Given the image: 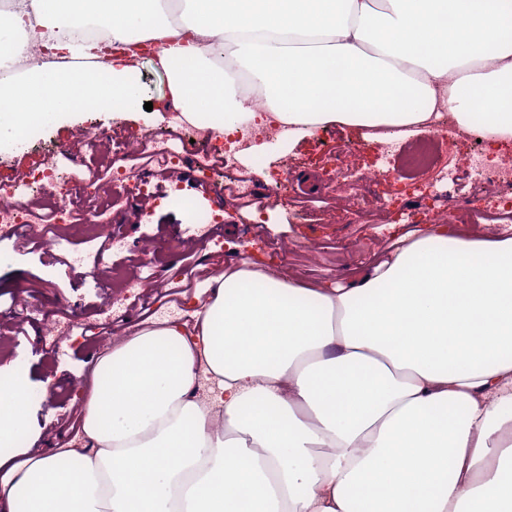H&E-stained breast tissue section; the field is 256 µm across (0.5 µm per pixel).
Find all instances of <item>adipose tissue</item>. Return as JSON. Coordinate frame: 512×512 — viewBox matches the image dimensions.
<instances>
[{
    "mask_svg": "<svg viewBox=\"0 0 512 512\" xmlns=\"http://www.w3.org/2000/svg\"><path fill=\"white\" fill-rule=\"evenodd\" d=\"M0 49L66 53L0 84V150L87 108L141 110L155 41L168 102L229 134L261 108L313 135L386 141L450 113L512 140V0H11ZM24 364L0 380V512H512V237L398 232L317 284L225 262L190 318L136 328L92 365L81 430L33 450Z\"/></svg>",
    "mask_w": 512,
    "mask_h": 512,
    "instance_id": "obj_1",
    "label": "adipose tissue"
}]
</instances>
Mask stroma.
<instances>
[{"label":"stroma","instance_id":"35a3bbf8","mask_svg":"<svg viewBox=\"0 0 512 512\" xmlns=\"http://www.w3.org/2000/svg\"><path fill=\"white\" fill-rule=\"evenodd\" d=\"M169 135L180 146L179 126L169 117L143 111L133 118L108 112H82L74 124L46 123L20 153H0V187H12L26 200L27 177L55 155L56 175L92 172L98 159L137 155L133 134ZM362 128L334 125L296 141L268 145L265 175L254 173L248 157L235 166L205 171L184 163L166 171L140 165L143 191L126 195L111 210L112 229L125 247L103 249L102 236L91 226L62 228L60 245L21 247L18 236L0 235V374L24 362L28 383L39 395L30 410L36 448H51L61 439L62 425L76 411L85 376L101 354L136 325L151 324L172 310L189 313L193 295L203 293L218 260L253 259L271 271L289 270L308 281L367 266L390 248L394 222L392 201L425 204V214L406 213L403 222L416 229L438 221L449 200L499 196L500 186L461 170L443 180L422 171L400 177L399 168L412 144L395 141V151L380 160L377 148L353 151ZM386 174L366 186V205L353 212L347 187L376 167ZM288 180V199L268 204V180ZM251 181L255 200L242 206L228 196L225 184ZM222 223H212V215ZM150 273L153 286L139 301L112 303L113 274ZM182 279L181 293L169 295V279ZM75 322L71 336L57 350L45 339L55 319Z\"/></svg>","mask_w":512,"mask_h":512}]
</instances>
